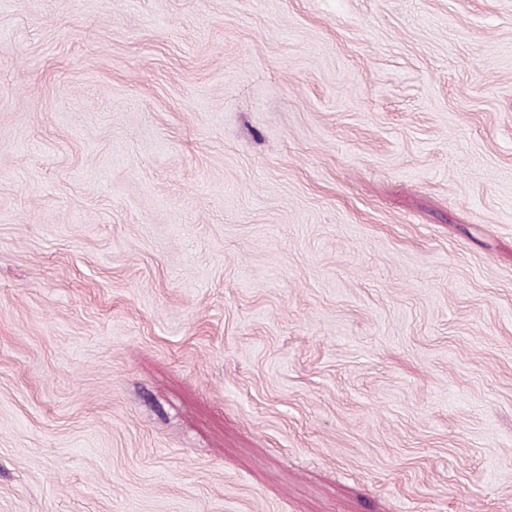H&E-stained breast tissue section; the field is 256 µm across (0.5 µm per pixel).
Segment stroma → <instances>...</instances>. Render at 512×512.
<instances>
[{
	"mask_svg": "<svg viewBox=\"0 0 512 512\" xmlns=\"http://www.w3.org/2000/svg\"><path fill=\"white\" fill-rule=\"evenodd\" d=\"M0 512H512V0H0Z\"/></svg>",
	"mask_w": 512,
	"mask_h": 512,
	"instance_id": "35a3bbf8",
	"label": "stroma"
}]
</instances>
